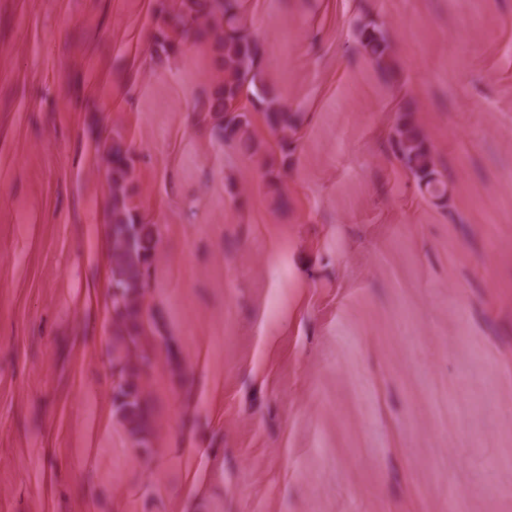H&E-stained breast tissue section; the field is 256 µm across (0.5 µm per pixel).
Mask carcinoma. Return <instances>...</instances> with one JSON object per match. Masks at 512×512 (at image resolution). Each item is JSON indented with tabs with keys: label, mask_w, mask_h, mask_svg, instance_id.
Masks as SVG:
<instances>
[{
	"label": "carcinoma",
	"mask_w": 512,
	"mask_h": 512,
	"mask_svg": "<svg viewBox=\"0 0 512 512\" xmlns=\"http://www.w3.org/2000/svg\"><path fill=\"white\" fill-rule=\"evenodd\" d=\"M183 22L194 35L212 39L221 54L224 85L208 100L204 109L214 114L218 134L236 143L244 154L255 155L259 146L251 135L250 122L245 113L238 111L235 102L245 89L254 95L258 92L257 67L263 54L259 43L246 32L233 0H224L222 9L211 0H189ZM362 47L381 71L391 70L389 45L379 30L365 31ZM265 117L269 127L280 136L281 151H288L292 144L288 132L294 131L297 124L294 114L282 107H271ZM397 147L406 166L424 182L429 194L445 196V185L436 177L432 152L420 130L407 120L397 129ZM104 152L108 158L112 191L109 252L112 310L115 336L127 356L121 367L114 400L131 436L137 444L144 445L151 421L138 378L142 365L148 360L136 352L144 338L143 296L150 261L158 246V229L154 224L138 220L130 204L131 170L123 145L114 140L105 146Z\"/></svg>",
	"instance_id": "carcinoma-1"
}]
</instances>
